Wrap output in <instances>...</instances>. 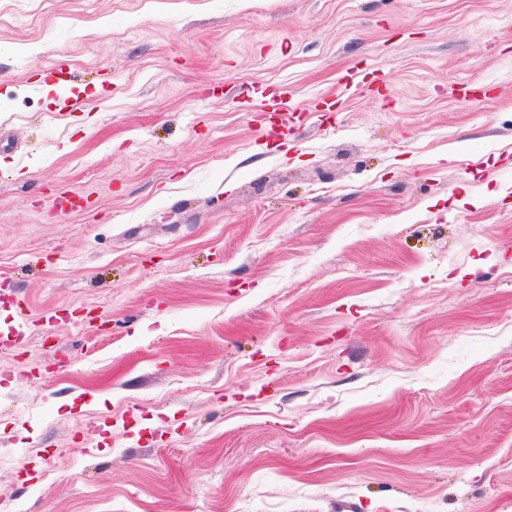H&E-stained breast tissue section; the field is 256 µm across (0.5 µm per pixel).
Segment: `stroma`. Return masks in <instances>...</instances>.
<instances>
[{
    "mask_svg": "<svg viewBox=\"0 0 512 512\" xmlns=\"http://www.w3.org/2000/svg\"><path fill=\"white\" fill-rule=\"evenodd\" d=\"M0 283L10 512H512V0H0Z\"/></svg>",
    "mask_w": 512,
    "mask_h": 512,
    "instance_id": "1",
    "label": "stroma"
}]
</instances>
